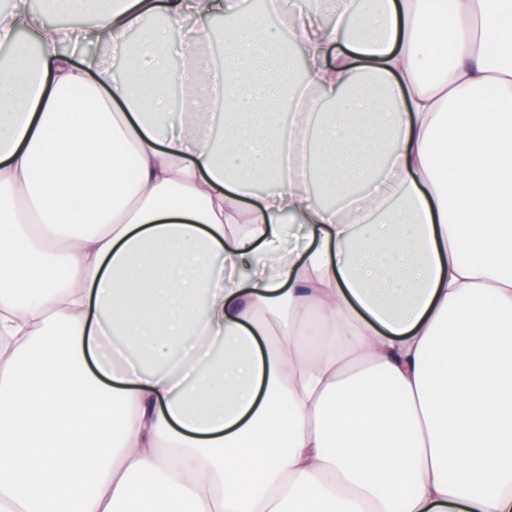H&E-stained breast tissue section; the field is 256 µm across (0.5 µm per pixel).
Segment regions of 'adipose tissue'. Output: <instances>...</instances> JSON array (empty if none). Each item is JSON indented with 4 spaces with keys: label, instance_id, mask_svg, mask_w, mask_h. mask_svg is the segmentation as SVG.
I'll list each match as a JSON object with an SVG mask.
<instances>
[{
    "label": "adipose tissue",
    "instance_id": "ef3b65f1",
    "mask_svg": "<svg viewBox=\"0 0 512 512\" xmlns=\"http://www.w3.org/2000/svg\"><path fill=\"white\" fill-rule=\"evenodd\" d=\"M277 13H0V512H512V0ZM36 1V4L32 6L31 10L42 15L49 21H52L62 26H80L90 18V16L86 13L74 12L67 5L63 3L54 2L63 0Z\"/></svg>",
    "mask_w": 512,
    "mask_h": 512
}]
</instances>
